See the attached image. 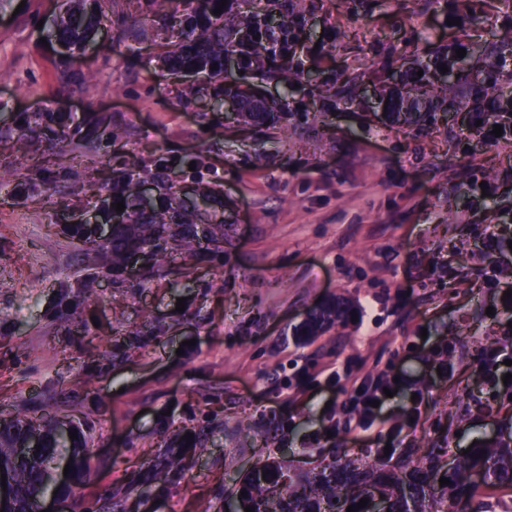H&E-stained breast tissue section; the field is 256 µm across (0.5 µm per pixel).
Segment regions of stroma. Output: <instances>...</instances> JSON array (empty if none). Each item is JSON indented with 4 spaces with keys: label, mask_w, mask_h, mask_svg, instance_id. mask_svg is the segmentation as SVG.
Instances as JSON below:
<instances>
[{
    "label": "stroma",
    "mask_w": 512,
    "mask_h": 512,
    "mask_svg": "<svg viewBox=\"0 0 512 512\" xmlns=\"http://www.w3.org/2000/svg\"><path fill=\"white\" fill-rule=\"evenodd\" d=\"M65 0H0V419L69 418L86 440L87 486L61 512H224L241 474L269 459L306 472L334 449L376 459L473 442L512 445V401L472 363L503 336L512 307L479 288L487 224L512 223V149L465 137L449 104L395 120L379 106L403 83L387 61L462 48L459 10L428 0H294L308 24L292 65L361 74L366 92L312 111L295 87L288 121L216 111L212 86L171 75L167 0H105L108 20L67 53L42 44ZM85 118L80 164L18 123L44 105ZM118 140L101 147L109 127ZM171 164L180 196L211 194L197 224H223L224 256L171 250V272L141 284L83 273L64 227L120 173ZM68 286L73 316L54 317ZM184 311H177V300ZM349 320L304 336L321 304ZM425 335L418 350L406 337ZM399 378L374 431L345 433L343 396L323 374ZM188 471L150 476L162 456Z\"/></svg>",
    "instance_id": "stroma-1"
}]
</instances>
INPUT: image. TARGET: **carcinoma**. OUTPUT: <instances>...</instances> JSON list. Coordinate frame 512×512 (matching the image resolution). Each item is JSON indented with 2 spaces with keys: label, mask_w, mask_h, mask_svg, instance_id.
<instances>
[{
  "label": "carcinoma",
  "mask_w": 512,
  "mask_h": 512,
  "mask_svg": "<svg viewBox=\"0 0 512 512\" xmlns=\"http://www.w3.org/2000/svg\"><path fill=\"white\" fill-rule=\"evenodd\" d=\"M86 2L67 0L65 11L55 24L58 42L72 49H82L107 19L101 8H89ZM226 2L221 13L215 15L213 11L220 0H196L193 14L181 18L178 16L181 0H171L169 19L178 26L183 45L180 53L170 60V66L174 70L203 74L223 95L242 103L253 99L254 79L277 78L291 70L298 41L296 29L304 25L305 18L295 14L291 0ZM228 53L238 59V72L230 75L224 71V56ZM214 64L217 69H210ZM442 65L448 71L440 72ZM420 69L423 75L419 77ZM411 70L404 84L406 94L432 97L437 81L448 92L433 107L430 119H435L434 113L443 111L442 104L448 98L461 93L468 112V127L476 132L479 130L476 121L485 125L512 114V25L497 56L464 85L456 78L457 59L446 47L433 56L415 60ZM313 87L317 91L314 103L321 110L352 102L364 93L363 82L356 74H347L340 80H319ZM83 124L82 120L61 123L46 107L34 113L31 122L20 129L19 139H44L53 147H67L74 153L83 142ZM173 176L171 172L161 178L163 204L150 209L146 219L130 224L113 223L104 237L99 236L98 228L90 225L72 228L75 248L84 257V281L119 274L132 256L146 249L163 260L170 252V242L176 239L190 251L202 239L211 242L214 250H224V226L189 222L188 216L193 211L176 197ZM141 183L139 176L126 172L105 185L104 190L115 204L123 199L141 198ZM347 315L348 308L343 301H329L306 320L304 327L314 334ZM32 424L33 420L27 418L0 422V464L12 473L18 490L13 512H35L37 502L58 489L53 471L45 466L52 458L68 460L74 466L76 480L82 482L87 477L84 448L77 439L57 435L53 418L40 421L41 448L16 451V445ZM439 469L440 459L433 454L421 461L401 458L391 466L379 459L369 466L340 452L306 477L288 479L279 463L265 461L242 474L229 499L242 509L250 507L253 512H347L348 506L371 498L372 492L377 491L387 499V512H482L483 499L500 491L512 492V448L471 449L448 469L449 483L442 487L433 483Z\"/></svg>",
  "instance_id": "obj_1"
}]
</instances>
